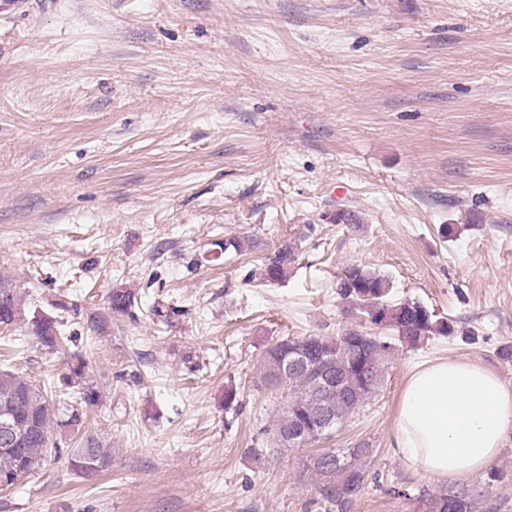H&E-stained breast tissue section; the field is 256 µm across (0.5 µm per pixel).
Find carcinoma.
Here are the masks:
<instances>
[{
  "mask_svg": "<svg viewBox=\"0 0 512 512\" xmlns=\"http://www.w3.org/2000/svg\"><path fill=\"white\" fill-rule=\"evenodd\" d=\"M297 245L285 244L266 258L263 280L288 278L295 263ZM337 295L371 325L394 330L398 340L411 347L430 335L454 336L456 321L439 319L418 300L391 298L388 278L360 264L344 267L336 281ZM135 295L114 288L109 295V315L93 321L98 330L108 327L110 316L133 314ZM22 318L16 288L0 279V324ZM57 316L33 312L32 334L47 348L75 337L63 330ZM396 345L370 333L359 323L337 336H285L271 345L263 358L260 380L272 391L288 388V400L276 420L278 447L302 449L331 439L353 415L374 400L384 386L385 364ZM87 363L80 350L72 351L68 372L58 382L35 384L9 369H0V488L22 478L38 476L64 457L77 474L93 476L112 464L110 451L98 440L81 439L74 448H63L53 437L52 424L78 434L88 412L100 395L86 380ZM333 421L330 431L321 430L322 416ZM373 449L367 442L351 448H319L303 457L299 479L315 482L322 512H353L365 488ZM505 474L492 466L471 483L429 488L413 482L397 483L388 493L420 504L419 512H477V505L492 497Z\"/></svg>",
  "mask_w": 512,
  "mask_h": 512,
  "instance_id": "cac0c4a2",
  "label": "carcinoma"
}]
</instances>
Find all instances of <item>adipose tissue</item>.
I'll use <instances>...</instances> for the list:
<instances>
[{
  "label": "adipose tissue",
  "instance_id": "adipose-tissue-1",
  "mask_svg": "<svg viewBox=\"0 0 512 512\" xmlns=\"http://www.w3.org/2000/svg\"><path fill=\"white\" fill-rule=\"evenodd\" d=\"M512 430V385L481 364L448 360L416 370L404 388L394 446L448 482L484 471Z\"/></svg>",
  "mask_w": 512,
  "mask_h": 512
}]
</instances>
